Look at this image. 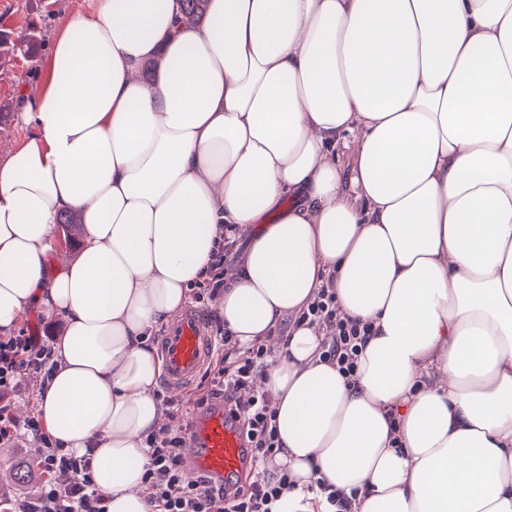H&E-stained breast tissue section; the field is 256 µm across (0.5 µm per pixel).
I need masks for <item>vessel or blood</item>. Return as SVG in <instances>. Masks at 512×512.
Instances as JSON below:
<instances>
[{
    "label": "vessel or blood",
    "instance_id": "obj_1",
    "mask_svg": "<svg viewBox=\"0 0 512 512\" xmlns=\"http://www.w3.org/2000/svg\"><path fill=\"white\" fill-rule=\"evenodd\" d=\"M163 362L162 384L185 393L195 385L212 359L213 336L203 311L190 308L178 315L159 342ZM185 456L191 476L231 484L249 462V450L223 402L197 408L188 430Z\"/></svg>",
    "mask_w": 512,
    "mask_h": 512
}]
</instances>
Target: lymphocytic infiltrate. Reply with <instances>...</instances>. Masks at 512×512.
Returning <instances> with one entry per match:
<instances>
[{"instance_id":"f902f5d3","label":"lymphocytic infiltrate","mask_w":512,"mask_h":512,"mask_svg":"<svg viewBox=\"0 0 512 512\" xmlns=\"http://www.w3.org/2000/svg\"><path fill=\"white\" fill-rule=\"evenodd\" d=\"M300 318L325 326L329 342L322 358L342 377H353L370 328L339 313L334 283L320 288ZM235 345L230 330L217 325L215 359L204 374L205 388L196 403L201 406L211 398L223 397L225 409L238 422L252 450L248 481L228 493L190 476L182 452L188 416L172 412L167 423L145 440L147 462L142 481L150 492L152 512H273L293 488L287 473L273 464L281 447L276 414L268 393L258 387L273 353L254 346L234 365H225V351ZM53 367L45 337L23 331L0 340V445L21 438L37 444V465L44 475L34 495L17 503L14 512H107V497L93 479L90 458L63 452L43 431L38 418L17 422L2 403L17 387L20 374H28L41 386Z\"/></svg>"}]
</instances>
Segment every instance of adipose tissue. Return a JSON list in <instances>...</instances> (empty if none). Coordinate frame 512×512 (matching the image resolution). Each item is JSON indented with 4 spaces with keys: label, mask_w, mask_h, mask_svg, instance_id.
<instances>
[{
    "label": "adipose tissue",
    "mask_w": 512,
    "mask_h": 512,
    "mask_svg": "<svg viewBox=\"0 0 512 512\" xmlns=\"http://www.w3.org/2000/svg\"><path fill=\"white\" fill-rule=\"evenodd\" d=\"M48 60L0 163V335L64 321L37 412L108 512H148L149 339L228 224L249 242L218 312L277 355L284 512H325L320 480L351 512H512V0H209L199 25L90 0ZM65 211L85 242L57 261ZM330 274L371 326L350 380L282 325Z\"/></svg>",
    "instance_id": "1"
}]
</instances>
